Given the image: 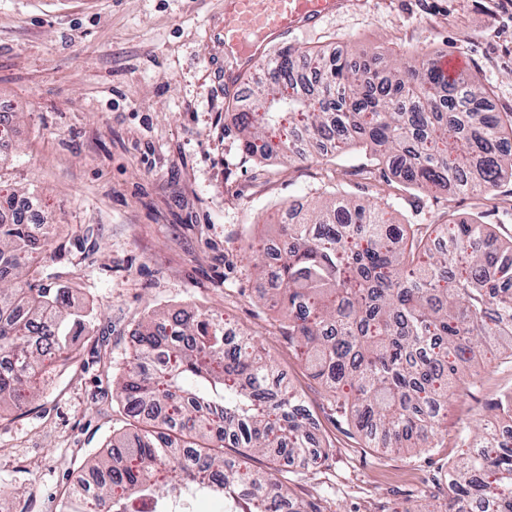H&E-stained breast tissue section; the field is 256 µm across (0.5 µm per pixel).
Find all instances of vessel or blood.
<instances>
[{
	"instance_id": "b4317fda",
	"label": "vessel or blood",
	"mask_w": 512,
	"mask_h": 512,
	"mask_svg": "<svg viewBox=\"0 0 512 512\" xmlns=\"http://www.w3.org/2000/svg\"><path fill=\"white\" fill-rule=\"evenodd\" d=\"M339 6V0H225L219 40L249 70L263 59L259 39L314 24Z\"/></svg>"
}]
</instances>
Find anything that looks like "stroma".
I'll return each instance as SVG.
<instances>
[{
    "mask_svg": "<svg viewBox=\"0 0 512 512\" xmlns=\"http://www.w3.org/2000/svg\"><path fill=\"white\" fill-rule=\"evenodd\" d=\"M223 18L224 0H0V100L12 114L5 188L34 199L56 226L49 283L69 285L73 303L94 311L77 359L52 364L26 407L0 406V484L13 490L0 512L34 502L65 512L69 475L128 432L113 380L154 310H205L252 334L328 445L321 467L279 479L293 499L327 512L445 503L436 475L459 455L461 430L512 393L503 356L466 383L426 454L366 447L337 420L331 395L281 335L246 244L270 245L289 204L324 203L339 186L404 224L479 211L512 239V178L484 198L407 188L356 146L245 157L225 115L245 107L264 69L226 85L235 60L209 37ZM285 46L335 49L371 68L459 56L492 109L512 112V0H349L269 49Z\"/></svg>",
    "mask_w": 512,
    "mask_h": 512,
    "instance_id": "1",
    "label": "stroma"
}]
</instances>
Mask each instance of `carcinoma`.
Masks as SVG:
<instances>
[{"mask_svg": "<svg viewBox=\"0 0 512 512\" xmlns=\"http://www.w3.org/2000/svg\"><path fill=\"white\" fill-rule=\"evenodd\" d=\"M290 47L276 53L247 110L230 119L251 156L300 155L306 139L340 151L359 145L403 184L489 196L512 178V112L488 109L490 92L421 60L401 73L355 67L342 53L304 52L317 86L291 83ZM291 124L286 140L268 132ZM54 227L37 233L0 219V404L23 407L45 376V356H76L92 329L68 288L45 284ZM274 261L255 255L283 312L282 334L328 388L337 416L370 448L428 452L437 446L461 375L512 357V240L481 220L396 224L386 208L344 193L285 213ZM126 416L150 428L120 452L96 456L75 476L91 512H166L187 490L224 500V512H279L288 492L279 467H304L313 444L309 414L252 337L226 344L224 321L153 311L133 360L116 382ZM464 451L444 471L446 512H512V444L483 422L460 436ZM263 454L249 469L228 446Z\"/></svg>", "mask_w": 512, "mask_h": 512, "instance_id": "cac0c4a2", "label": "carcinoma"}]
</instances>
